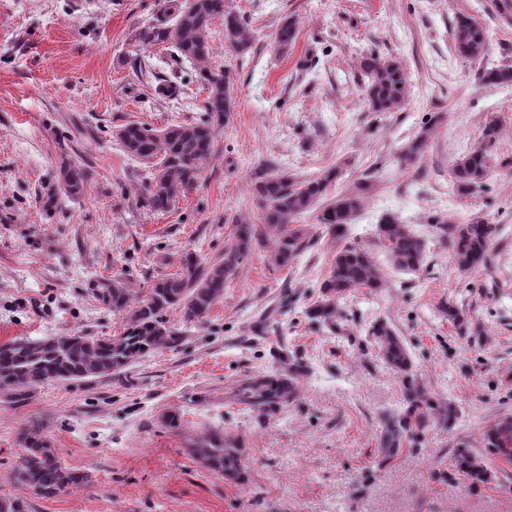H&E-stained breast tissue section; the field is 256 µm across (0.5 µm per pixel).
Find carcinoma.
<instances>
[{
    "label": "carcinoma",
    "mask_w": 512,
    "mask_h": 512,
    "mask_svg": "<svg viewBox=\"0 0 512 512\" xmlns=\"http://www.w3.org/2000/svg\"><path fill=\"white\" fill-rule=\"evenodd\" d=\"M159 14L152 21L133 30L122 61L138 67V78L155 83L159 97L178 98L188 84L161 78L145 61L142 53L159 47L169 52L174 64L188 65L199 89L207 93L204 116L195 122L175 123L161 129L148 122L129 120L116 129V139L127 156L145 166V177L136 196V205L154 213L172 211L176 202L196 190L205 164L212 157L220 128L229 122L235 108L234 81L230 71L212 61L210 28L224 20V42L242 56L252 46L254 33L249 21L225 6V0H159ZM299 28L294 15L284 17L275 32L274 44L284 53L296 41ZM456 53L464 60L481 64L489 52L484 27L473 17L460 15L452 26ZM368 108L373 112L400 110L408 92L410 76L396 59L374 53L358 61ZM479 79L488 85L512 84V66L496 65L479 70ZM439 118L430 117L417 134L406 142L398 158L410 165L427 148ZM501 125L494 116L487 117L478 141L456 158L449 176L461 198L473 197L484 190L490 178ZM341 170L332 166L319 175L297 178L284 170L264 165L254 171L251 192L260 208L259 224L241 222L233 227L232 243L224 252L205 258L194 249L163 257L173 272L150 283L147 294L138 295L130 285L127 272L102 276L88 283L92 297L114 314L126 318L119 335L87 336L82 332L42 338H18L0 344V394L14 407L29 403L33 392L47 381L104 378L118 374L137 361L163 350H176L187 328L204 320L214 305L224 297V286L253 251L266 242L271 262L285 269L313 245L319 235L342 243L327 262L325 277L319 285L318 299L306 308V316L334 332L344 320V302L355 293H370L383 287V276L373 252L347 241L352 224L363 209L365 187L329 195ZM92 174L83 165L62 159L56 169L55 186L42 198L43 208L56 207L59 198L77 199L87 191ZM313 216L319 231L308 234L300 221ZM501 226L487 218L462 219L448 229V243L456 268L474 272L488 265L491 250ZM376 242L395 267L417 271L426 260V244L409 224L395 215H385L375 227ZM294 299L286 294L277 306L268 309L263 319L266 335L283 352L280 368L242 378L233 391V400L243 409L263 414L282 408L297 397L307 367L288 355L284 323L292 311ZM180 313L181 324L169 319ZM457 334L470 342H482L475 334L470 313L450 301L443 308ZM378 354L400 377L406 395V408L383 418L380 432L382 461L395 459L406 446L418 442L428 426L442 423L452 429L459 413L455 405L440 402L414 377L410 352L401 337L384 322L369 329ZM482 453L465 445L455 449L453 471L448 481L462 479L469 487L488 484L494 477L492 461L512 463V417H503L485 428L479 441ZM19 462L14 479L43 498H53L69 487L79 485L87 476L66 468L51 448L46 425L31 423L19 438ZM189 455L211 472L228 479L242 477L241 442L226 438L219 430H210L188 448Z\"/></svg>",
    "instance_id": "1"
}]
</instances>
